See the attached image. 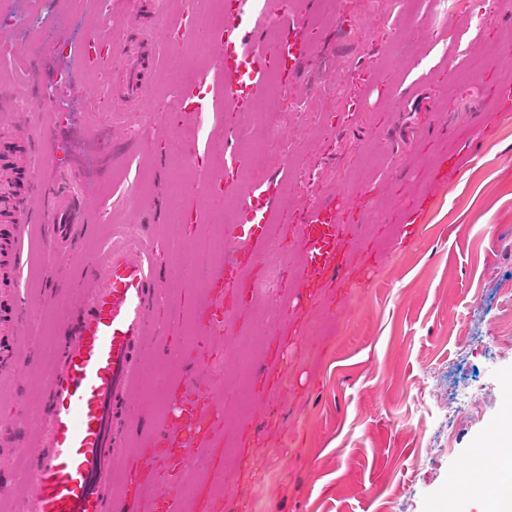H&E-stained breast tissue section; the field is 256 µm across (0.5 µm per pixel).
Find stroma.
I'll use <instances>...</instances> for the list:
<instances>
[{
  "instance_id": "stroma-1",
  "label": "stroma",
  "mask_w": 512,
  "mask_h": 512,
  "mask_svg": "<svg viewBox=\"0 0 512 512\" xmlns=\"http://www.w3.org/2000/svg\"><path fill=\"white\" fill-rule=\"evenodd\" d=\"M297 37L315 52L287 80L288 94H269L288 118L272 141L248 112L225 109L216 66L189 57L208 94L205 128L192 142L204 167L224 162V132L258 142L252 169L283 187L271 227L283 255L297 259L308 202L337 198L348 241L345 273L323 288H300L286 269L272 298L252 296L242 277L224 274V305L237 335H253L250 366L224 358L231 337L190 344L196 288L166 289L153 313L159 339L180 354L166 378L202 375L224 394L222 449L205 452L198 474L223 469L208 512H449L452 478L483 454L512 410V111L495 109L512 72L490 54L512 43V4L498 0H281ZM493 19L474 28L481 14ZM12 47L0 71L34 61L44 83L67 76L84 90L93 75L72 53L40 47L0 29ZM143 110L123 122L76 98L75 113L51 122L50 166L18 171L17 191L73 175L86 193L96 228L83 239L94 256L113 224H128L127 195L141 202L157 241L156 264L167 276L175 258L168 240L209 242L221 207L196 194L195 222L171 220L169 186L177 167L170 137L187 120L160 47ZM308 103L292 111L293 100ZM146 122L133 142L128 124ZM108 135L109 151L98 135ZM459 167L438 174L441 157ZM420 221L406 228L407 212ZM60 258L32 229L20 278L29 320L44 334L59 327L74 302L41 295ZM50 370L40 348L11 377L0 378V418L32 435ZM467 395L468 415L449 422L447 403ZM162 388L133 400L140 446L160 419Z\"/></svg>"
}]
</instances>
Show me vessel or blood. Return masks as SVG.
<instances>
[{
    "label": "vessel or blood",
    "instance_id": "obj_1",
    "mask_svg": "<svg viewBox=\"0 0 512 512\" xmlns=\"http://www.w3.org/2000/svg\"><path fill=\"white\" fill-rule=\"evenodd\" d=\"M245 0H229L224 27L212 42L225 101L240 107L258 97L272 67L295 73L314 52L312 43L284 35L270 46L256 42L255 31L241 27ZM159 25L178 20L184 38H194V10L183 7L172 17L164 0H154ZM143 0H119L123 21L112 25L113 55L90 57L87 47L75 55L82 64L111 66L125 71L124 100L140 105L147 97L146 71L155 66L156 45L150 33L140 40L147 55L129 49L130 30ZM243 156L233 133L224 135V165L214 169L203 190L223 193L224 170L238 167ZM10 149L0 150V376L27 363L29 349L20 342L27 322L21 312L26 302L19 279L24 244L38 214H47L43 226L52 251L79 258L85 230L92 222L85 193L67 180L48 187L29 185L26 197L17 194L10 170ZM280 192L270 182L251 184L237 192L231 204L240 214V226L225 241L231 247L229 266L246 271L267 248L269 226ZM338 204L327 197L307 206L299 228L302 268L299 287L310 281L328 283L339 275L347 241L336 229ZM155 241L150 233L112 230L106 246L80 267L73 283L77 300L54 344L51 377L43 395L46 413L35 425L37 451L20 484L16 512H110L112 477L116 465L132 453L128 427L133 422L131 397L145 388V367L156 344L151 316L161 295L156 272ZM224 268L214 266L208 276L207 299L199 307L197 330L208 337L224 331ZM168 411L141 452V463L120 472L124 485L158 479L183 480L191 476L194 449L208 446L224 424L223 407L199 378L185 377L169 384Z\"/></svg>",
    "mask_w": 512,
    "mask_h": 512
}]
</instances>
